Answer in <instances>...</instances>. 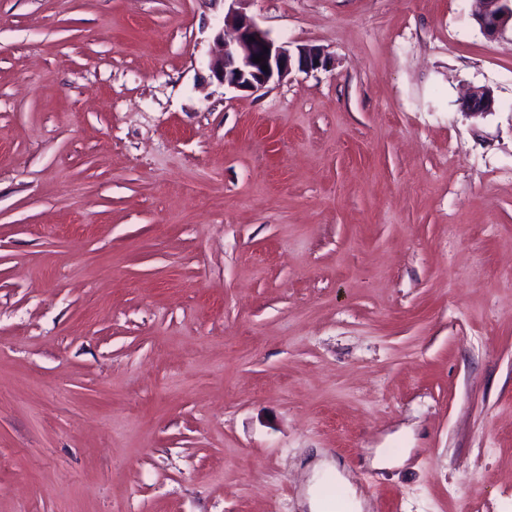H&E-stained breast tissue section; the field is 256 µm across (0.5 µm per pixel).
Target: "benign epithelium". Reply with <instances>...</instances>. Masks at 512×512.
<instances>
[{"label":"benign epithelium","instance_id":"obj_1","mask_svg":"<svg viewBox=\"0 0 512 512\" xmlns=\"http://www.w3.org/2000/svg\"><path fill=\"white\" fill-rule=\"evenodd\" d=\"M471 15L488 35L504 31L512 24V0H470ZM223 21L231 23L234 36L225 38L224 30L215 36L217 50L209 62L212 76L221 84L240 92L255 93L271 83H279L294 71L309 73L327 68L330 58L318 46L290 49L279 44L245 13L231 7ZM261 56L259 63L253 58ZM268 70H262V65ZM495 99L487 87L479 88L462 102L471 117L494 111Z\"/></svg>","mask_w":512,"mask_h":512}]
</instances>
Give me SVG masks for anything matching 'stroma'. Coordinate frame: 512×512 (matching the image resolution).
Segmentation results:
<instances>
[{
	"mask_svg": "<svg viewBox=\"0 0 512 512\" xmlns=\"http://www.w3.org/2000/svg\"><path fill=\"white\" fill-rule=\"evenodd\" d=\"M228 8L0 0V512H512V32L246 0L334 60L249 95ZM495 99L492 91L482 87L471 92L462 102L463 110L471 117H480L494 111Z\"/></svg>",
	"mask_w": 512,
	"mask_h": 512,
	"instance_id": "obj_1",
	"label": "stroma"
}]
</instances>
